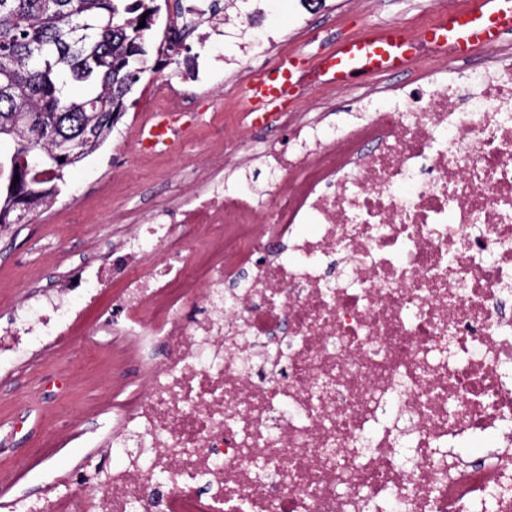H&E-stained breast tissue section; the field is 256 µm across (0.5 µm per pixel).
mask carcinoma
Wrapping results in <instances>:
<instances>
[{"label":"carcinoma","instance_id":"1","mask_svg":"<svg viewBox=\"0 0 512 512\" xmlns=\"http://www.w3.org/2000/svg\"><path fill=\"white\" fill-rule=\"evenodd\" d=\"M160 12L159 0H0V137L30 147L0 156L1 225L14 223L19 189L52 203L65 170L106 142ZM45 128L73 141V160L59 161Z\"/></svg>","mask_w":512,"mask_h":512}]
</instances>
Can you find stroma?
I'll return each instance as SVG.
<instances>
[{
	"instance_id": "stroma-1",
	"label": "stroma",
	"mask_w": 512,
	"mask_h": 512,
	"mask_svg": "<svg viewBox=\"0 0 512 512\" xmlns=\"http://www.w3.org/2000/svg\"><path fill=\"white\" fill-rule=\"evenodd\" d=\"M253 5L263 9V30L280 40L283 51L307 57L324 54L337 39L364 28L397 22L415 30L440 12L433 0H326L316 9L303 0H284L277 16L267 14V0H253ZM416 77L411 70L388 72L345 85L336 107L358 114L368 83L393 90ZM136 120V112L127 110L96 153L66 170L53 205L38 208L26 223L0 229L1 324L7 323L10 305L29 284L52 286L58 266H77L91 247L108 248L113 214H121L126 228L134 229L136 220L175 184L193 179V164L182 162L176 151L154 160L132 155L118 165L114 150ZM104 180L113 183L108 199L97 193ZM103 341L90 320L83 335L65 337L25 368L13 371L9 360L0 361V422L27 417L24 438L10 454H0V472L16 479L14 494L37 493L79 462L90 472L122 466L119 456L99 459L89 453L95 445V411L133 392L129 380L108 377L105 365H86L88 352Z\"/></svg>"
}]
</instances>
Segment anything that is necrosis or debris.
I'll return each instance as SVG.
<instances>
[{
  "label": "necrosis or debris",
  "instance_id": "obj_1",
  "mask_svg": "<svg viewBox=\"0 0 512 512\" xmlns=\"http://www.w3.org/2000/svg\"><path fill=\"white\" fill-rule=\"evenodd\" d=\"M194 19L276 48L252 12ZM221 61L156 79L139 111H194ZM307 107L272 120L291 137L256 159L264 199L237 177L256 160L215 139L197 183L0 326V348L37 355L90 307L135 351L166 348L99 442L123 466L102 484L73 470L5 512H512V72L484 64L461 98L438 81L372 92L335 125L314 118L329 99ZM448 340L456 360H431ZM489 431L485 458L434 456Z\"/></svg>",
  "mask_w": 512,
  "mask_h": 512
}]
</instances>
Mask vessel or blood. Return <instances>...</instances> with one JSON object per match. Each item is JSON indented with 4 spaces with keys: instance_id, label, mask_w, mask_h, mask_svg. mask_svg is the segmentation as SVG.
Returning <instances> with one entry per match:
<instances>
[{
    "instance_id": "obj_1",
    "label": "vessel or blood",
    "mask_w": 512,
    "mask_h": 512,
    "mask_svg": "<svg viewBox=\"0 0 512 512\" xmlns=\"http://www.w3.org/2000/svg\"><path fill=\"white\" fill-rule=\"evenodd\" d=\"M511 32L512 0H465L414 31L397 23L372 27L311 62L292 52L283 55L275 68L262 71L247 86V113L256 123L271 121L275 110L297 100L298 75L307 68L329 76L331 84L343 85L373 73L406 71L425 50L466 59ZM190 133L185 113L156 112L139 125L135 147L145 154L165 155Z\"/></svg>"
}]
</instances>
